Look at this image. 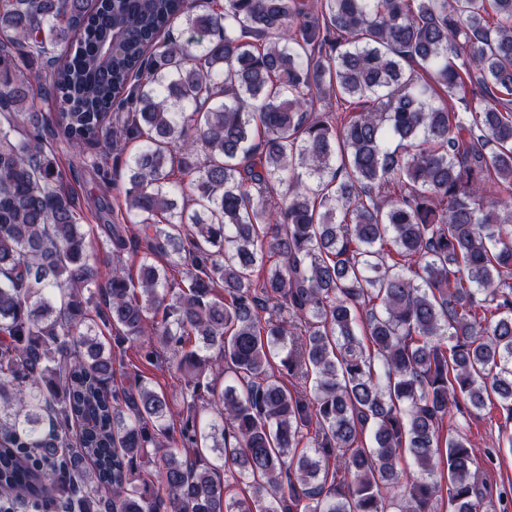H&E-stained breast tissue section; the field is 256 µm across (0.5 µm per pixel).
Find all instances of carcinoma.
Segmentation results:
<instances>
[{
    "mask_svg": "<svg viewBox=\"0 0 512 512\" xmlns=\"http://www.w3.org/2000/svg\"><path fill=\"white\" fill-rule=\"evenodd\" d=\"M132 142L93 290L51 156ZM493 400L511 421L512 0H0V491L496 512L443 436ZM140 369L157 390L166 391L174 396L179 395L184 382L172 367L166 364H161V366L140 365Z\"/></svg>",
    "mask_w": 512,
    "mask_h": 512,
    "instance_id": "carcinoma-1",
    "label": "carcinoma"
}]
</instances>
